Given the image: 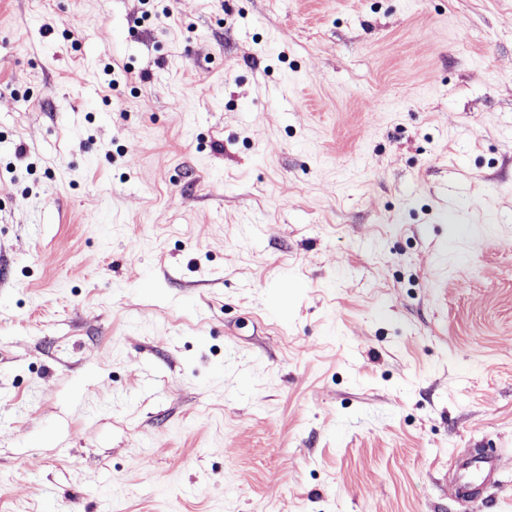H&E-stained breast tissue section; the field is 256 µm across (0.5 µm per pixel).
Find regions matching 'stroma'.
Masks as SVG:
<instances>
[{"label":"stroma","instance_id":"35a3bbf8","mask_svg":"<svg viewBox=\"0 0 512 512\" xmlns=\"http://www.w3.org/2000/svg\"><path fill=\"white\" fill-rule=\"evenodd\" d=\"M165 3L0 0V512H512V0ZM464 473L457 479V496L469 503L482 493V487L487 483L497 481L498 463L491 456H475L464 463Z\"/></svg>","mask_w":512,"mask_h":512}]
</instances>
